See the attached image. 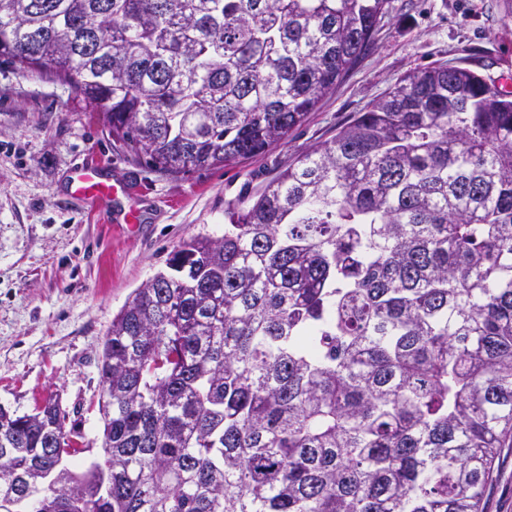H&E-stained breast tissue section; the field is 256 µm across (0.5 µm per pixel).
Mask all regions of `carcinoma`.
I'll return each instance as SVG.
<instances>
[{"label": "carcinoma", "mask_w": 512, "mask_h": 512, "mask_svg": "<svg viewBox=\"0 0 512 512\" xmlns=\"http://www.w3.org/2000/svg\"><path fill=\"white\" fill-rule=\"evenodd\" d=\"M389 0H0L133 161L227 167L302 126ZM102 457L0 407V512H483L512 448V99L405 75L135 289L99 364Z\"/></svg>", "instance_id": "cac0c4a2"}]
</instances>
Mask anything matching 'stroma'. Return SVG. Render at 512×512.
I'll use <instances>...</instances> for the list:
<instances>
[{
    "instance_id": "35a3bbf8",
    "label": "stroma",
    "mask_w": 512,
    "mask_h": 512,
    "mask_svg": "<svg viewBox=\"0 0 512 512\" xmlns=\"http://www.w3.org/2000/svg\"><path fill=\"white\" fill-rule=\"evenodd\" d=\"M440 64L512 92V0H391L365 57L287 140L183 177L127 160L82 95L0 60V405L23 415L58 395L83 443L100 448L99 358L129 294L183 240L222 235L227 203L331 139L401 77ZM83 160L127 193L73 198ZM132 211L139 223H128ZM483 502L484 512H512V448Z\"/></svg>"
}]
</instances>
